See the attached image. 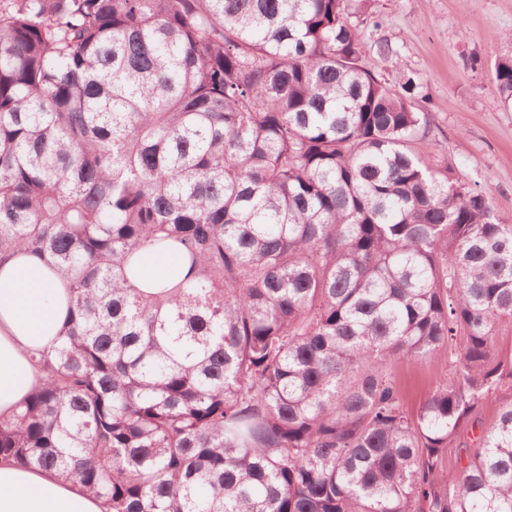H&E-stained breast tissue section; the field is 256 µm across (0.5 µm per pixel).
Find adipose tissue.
Instances as JSON below:
<instances>
[{"label": "adipose tissue", "instance_id": "ef3b65f1", "mask_svg": "<svg viewBox=\"0 0 512 512\" xmlns=\"http://www.w3.org/2000/svg\"><path fill=\"white\" fill-rule=\"evenodd\" d=\"M188 266L177 251L145 250L137 281L167 286ZM69 289L47 261L18 255L0 264V416L7 417L41 385L32 359L51 349L68 310ZM0 512H106L101 499L56 473L0 463Z\"/></svg>", "mask_w": 512, "mask_h": 512}]
</instances>
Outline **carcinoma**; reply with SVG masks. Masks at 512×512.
<instances>
[{
    "label": "carcinoma",
    "mask_w": 512,
    "mask_h": 512,
    "mask_svg": "<svg viewBox=\"0 0 512 512\" xmlns=\"http://www.w3.org/2000/svg\"><path fill=\"white\" fill-rule=\"evenodd\" d=\"M374 2L0 0V260L71 291L1 463L109 512H512V224L426 165L397 44L361 65ZM444 354L408 412L393 367ZM188 265L176 250L156 251L147 249L142 252L137 267L136 280L150 288H164L177 274H186ZM499 412V404L496 402L486 404L482 409L478 411L476 414L479 419V424H476L473 431L471 428L465 429L461 432V441L468 443L470 445L474 439V437L479 436V434L483 431H486L490 428L496 421L497 415Z\"/></svg>",
    "instance_id": "cac0c4a2"
}]
</instances>
